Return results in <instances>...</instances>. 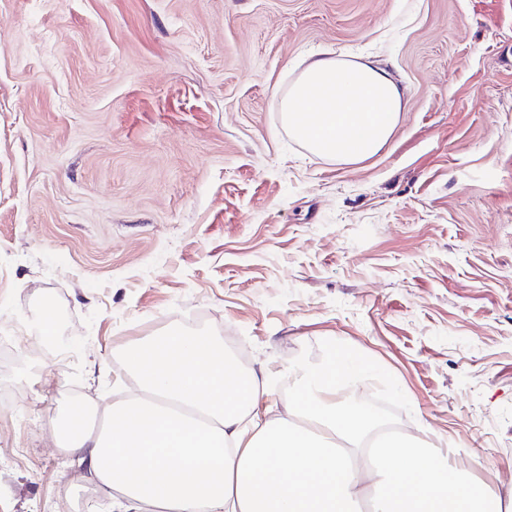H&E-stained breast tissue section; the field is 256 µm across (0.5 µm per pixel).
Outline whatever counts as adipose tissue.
<instances>
[{"mask_svg":"<svg viewBox=\"0 0 512 512\" xmlns=\"http://www.w3.org/2000/svg\"><path fill=\"white\" fill-rule=\"evenodd\" d=\"M408 90L382 64L347 55L308 60L280 100L285 126L315 154L344 164L388 141ZM138 390L87 431L83 408L65 445L117 512H512L447 455L407 435L372 450L375 428L341 390L372 371L336 349L293 370L284 413L263 405L268 378L240 368L216 342L170 330L128 349Z\"/></svg>","mask_w":512,"mask_h":512,"instance_id":"obj_1","label":"adipose tissue"}]
</instances>
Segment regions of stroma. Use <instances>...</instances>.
<instances>
[{"instance_id": "stroma-1", "label": "stroma", "mask_w": 512, "mask_h": 512, "mask_svg": "<svg viewBox=\"0 0 512 512\" xmlns=\"http://www.w3.org/2000/svg\"><path fill=\"white\" fill-rule=\"evenodd\" d=\"M327 54L409 89L351 165L279 112ZM172 328L281 407L290 369L358 353L349 402L512 495V0H0V512H113L44 430Z\"/></svg>"}]
</instances>
